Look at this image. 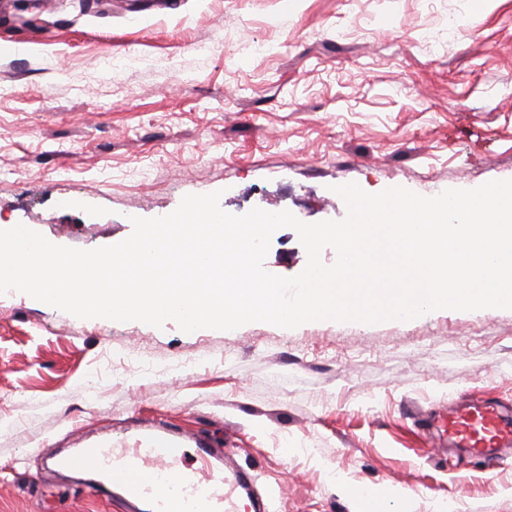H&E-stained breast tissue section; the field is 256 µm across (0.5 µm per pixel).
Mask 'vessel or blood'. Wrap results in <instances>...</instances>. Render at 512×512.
<instances>
[{"label": "vessel or blood", "mask_w": 512, "mask_h": 512, "mask_svg": "<svg viewBox=\"0 0 512 512\" xmlns=\"http://www.w3.org/2000/svg\"><path fill=\"white\" fill-rule=\"evenodd\" d=\"M441 434L449 446L492 463L500 449L512 445V414L490 404L452 406ZM185 458L177 438L153 433L133 438L126 448L108 442L70 448L46 459L45 466L75 473L95 468L97 478L85 483L88 496L138 502L146 512H232L224 495L228 488L251 512H262L253 477L232 466L223 449H197L193 468Z\"/></svg>", "instance_id": "vessel-or-blood-1"}]
</instances>
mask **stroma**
Returning a JSON list of instances; mask_svg holds the SVG:
<instances>
[{"label":"stroma","instance_id":"stroma-1","mask_svg":"<svg viewBox=\"0 0 512 512\" xmlns=\"http://www.w3.org/2000/svg\"><path fill=\"white\" fill-rule=\"evenodd\" d=\"M0 42V230L56 245L119 243L188 194L316 223L345 216L340 184L512 179V0H0ZM306 263L276 230L264 269ZM473 398L512 407V309L185 333L14 291L0 512H130L42 459L151 432L225 449L268 512H361L349 485L403 490L414 512H512V448L442 453L408 413Z\"/></svg>","mask_w":512,"mask_h":512}]
</instances>
